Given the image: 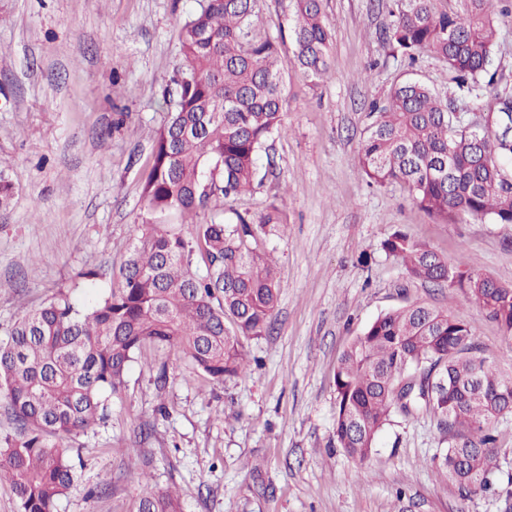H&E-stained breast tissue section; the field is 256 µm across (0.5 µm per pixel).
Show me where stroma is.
Instances as JSON below:
<instances>
[{"instance_id":"35a3bbf8","label":"stroma","mask_w":512,"mask_h":512,"mask_svg":"<svg viewBox=\"0 0 512 512\" xmlns=\"http://www.w3.org/2000/svg\"><path fill=\"white\" fill-rule=\"evenodd\" d=\"M389 3L323 0L330 68L315 83L289 67L284 129L251 192L224 204L255 214L281 202L287 215L283 230L259 240L277 260L281 290L273 330L244 343L250 371L213 382L172 351L147 350L108 421L76 439L82 468L57 512H135L147 486L176 491L185 512H506L512 417L496 425L493 490L469 497L435 473L448 435L429 415H394L362 463L334 437L338 356L378 316L409 304L464 321L512 380V336L454 290L406 276L383 247L399 230L512 284V224L437 222L403 187L369 184L359 166L371 103L405 77L454 95L465 116L476 111L442 61L425 56L411 69L396 57L384 36ZM194 5L0 0V164L15 186L0 210V339L55 296L88 303L116 282L144 229L142 182ZM494 6L491 71L512 95V0ZM95 487L101 495L88 497Z\"/></svg>"}]
</instances>
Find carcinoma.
<instances>
[{
    "label": "carcinoma",
    "instance_id": "obj_1",
    "mask_svg": "<svg viewBox=\"0 0 512 512\" xmlns=\"http://www.w3.org/2000/svg\"><path fill=\"white\" fill-rule=\"evenodd\" d=\"M392 0L387 38L409 63L429 54L456 86L493 116L485 132L455 115L424 83L407 79L369 108L359 153L368 182L403 185L413 204L442 223L465 214L512 224V98L490 66L493 0ZM261 0H197L179 30L181 62L143 180L145 231L121 280L88 306L55 297L17 320L0 341V392L15 431L0 437V483L19 512H55L74 486L69 441L104 422L126 371L150 347L189 359L221 382L247 372L244 340L268 333L281 284L271 252L253 246L286 223L271 204L256 217L224 216V201L249 191L260 155L282 129L288 64L313 80L330 65L322 0H292L293 58L284 36H259ZM201 210L214 219L187 222ZM410 278L447 286L479 304L512 334V284H503L396 231L385 241ZM201 258L206 271L194 267ZM470 328L445 311L410 304L355 337L335 370L337 445L365 462L379 431L401 413L422 411L455 437L438 471L470 496L497 469L495 424L512 415V382L486 359ZM136 512H183L179 498L146 488Z\"/></svg>",
    "mask_w": 512,
    "mask_h": 512
}]
</instances>
